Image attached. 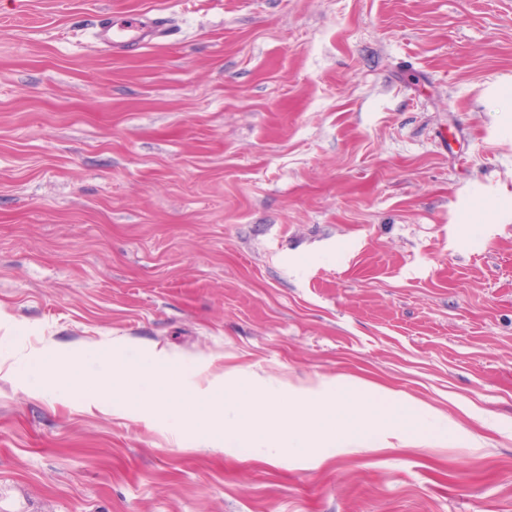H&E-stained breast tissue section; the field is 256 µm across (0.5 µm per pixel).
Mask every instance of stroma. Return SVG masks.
I'll use <instances>...</instances> for the list:
<instances>
[{
    "mask_svg": "<svg viewBox=\"0 0 512 512\" xmlns=\"http://www.w3.org/2000/svg\"><path fill=\"white\" fill-rule=\"evenodd\" d=\"M1 337L448 434L268 464L0 376V512H512V0H0ZM161 18L150 25L135 19H114L98 32L99 41L111 44L112 48H140L150 39V33L159 32L163 27Z\"/></svg>",
    "mask_w": 512,
    "mask_h": 512,
    "instance_id": "obj_1",
    "label": "stroma"
}]
</instances>
